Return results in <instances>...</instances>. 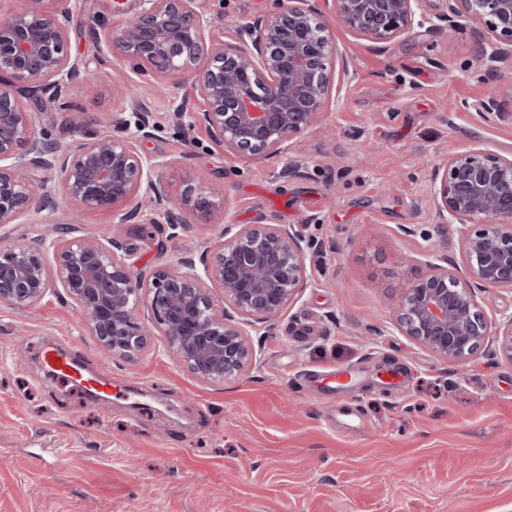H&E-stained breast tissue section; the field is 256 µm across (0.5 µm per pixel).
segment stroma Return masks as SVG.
<instances>
[{"label": "stroma", "mask_w": 512, "mask_h": 512, "mask_svg": "<svg viewBox=\"0 0 512 512\" xmlns=\"http://www.w3.org/2000/svg\"><path fill=\"white\" fill-rule=\"evenodd\" d=\"M136 7L80 0L74 14L70 54L97 74L69 91L87 133H116L145 105L157 128L135 147L164 161L173 195L197 186L224 223L304 226L311 285L274 334L254 337L255 365L221 384L176 364L157 333L134 359L109 360L57 292L28 309L0 303V512H512V361L482 349L450 364L394 326L430 256H460L458 225L440 224L430 202L433 167L470 148L512 157V69L487 71L472 23L383 50L334 29L335 103L300 150L249 160L174 123L181 101L203 108L192 80L102 65L90 25ZM198 7L229 43L234 21L274 0ZM493 94L507 118L482 117ZM190 220L173 237L163 220L108 211L76 224L63 203L0 226V243L121 237L144 274L219 238L223 224ZM51 347L115 388L94 399L50 376Z\"/></svg>", "instance_id": "stroma-1"}]
</instances>
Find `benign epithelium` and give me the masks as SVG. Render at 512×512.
Returning <instances> with one entry per match:
<instances>
[{"label":"benign epithelium","instance_id":"1","mask_svg":"<svg viewBox=\"0 0 512 512\" xmlns=\"http://www.w3.org/2000/svg\"><path fill=\"white\" fill-rule=\"evenodd\" d=\"M195 2L138 0L108 32L101 61L118 62L146 79H192L205 107L192 112L177 105V125L202 123L245 158L288 153L335 99L333 25L384 50L427 23L452 29L480 20L494 40L483 54L489 71L512 59V0H440L439 6L432 0H323L331 4L328 20L317 0H274L269 14L235 22V41L228 44L211 39V19ZM76 7L77 0H28L0 17V224L67 201L81 211L111 210L122 222L144 210L158 214L177 236L189 224L184 212L200 209L201 202L187 187L173 203L157 174L164 162L133 149L131 140L154 135L150 113H138L130 136L89 137L68 150L36 130L33 107L44 100L65 106L70 84L94 77L71 63ZM481 108L489 120L508 116L494 97ZM36 170L56 172L59 182L34 186ZM430 200L441 223L478 229L462 235L464 277L448 271L446 255L428 262L429 272L399 304L397 328L448 363L464 362L484 345L512 361V314L495 320L476 297L484 288L512 290V158L482 149L451 154L433 170ZM205 216L224 225L221 240L197 259L185 256L147 276L131 271L126 240L39 236L0 244V303L30 308L54 282L79 305L101 350L131 360L150 336L137 316L145 301L177 364L210 383L239 377L253 360L252 323L274 330L273 320L310 287V243L301 228L226 224L212 208ZM207 281L224 289L236 315L214 303Z\"/></svg>","mask_w":512,"mask_h":512}]
</instances>
